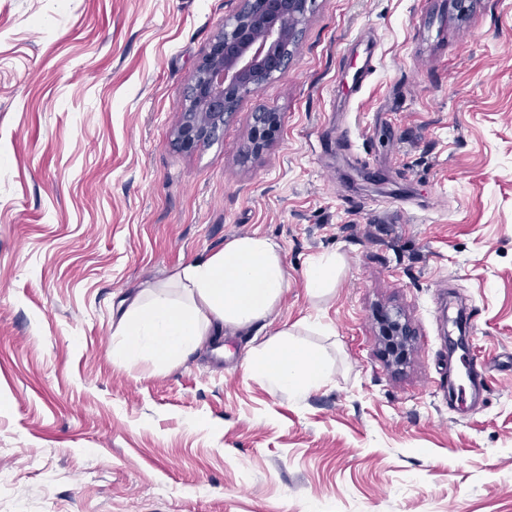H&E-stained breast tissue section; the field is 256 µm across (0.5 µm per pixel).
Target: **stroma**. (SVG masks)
I'll return each instance as SVG.
<instances>
[{
    "mask_svg": "<svg viewBox=\"0 0 512 512\" xmlns=\"http://www.w3.org/2000/svg\"><path fill=\"white\" fill-rule=\"evenodd\" d=\"M239 6L0 0V512H512V0H313L288 67L179 150ZM252 233L289 287L223 363L113 361L121 302ZM283 327L327 371L302 395L245 368ZM455 341L482 403L448 399ZM252 136L250 152L259 154L272 142L281 127L279 113L260 111L252 115ZM336 278V258L326 256L312 259L306 269L307 288L311 296L321 297ZM385 335L392 336L391 342L397 351H404L408 343L411 341V330L407 323L402 322V318L398 314H387L385 316Z\"/></svg>",
    "mask_w": 512,
    "mask_h": 512,
    "instance_id": "stroma-1",
    "label": "stroma"
}]
</instances>
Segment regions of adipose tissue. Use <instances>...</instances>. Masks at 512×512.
I'll use <instances>...</instances> for the list:
<instances>
[{
  "mask_svg": "<svg viewBox=\"0 0 512 512\" xmlns=\"http://www.w3.org/2000/svg\"><path fill=\"white\" fill-rule=\"evenodd\" d=\"M287 287L275 242L259 234L234 237L166 281L143 288L118 322L112 357L166 367L224 328H246L266 319ZM246 368L273 390L295 395L325 379L317 353L295 344L285 329L253 347Z\"/></svg>",
  "mask_w": 512,
  "mask_h": 512,
  "instance_id": "adipose-tissue-1",
  "label": "adipose tissue"
}]
</instances>
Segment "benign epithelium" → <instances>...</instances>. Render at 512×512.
I'll return each instance as SVG.
<instances>
[{"instance_id":"7a95c632","label":"benign epithelium","mask_w":512,"mask_h":512,"mask_svg":"<svg viewBox=\"0 0 512 512\" xmlns=\"http://www.w3.org/2000/svg\"><path fill=\"white\" fill-rule=\"evenodd\" d=\"M309 0H241L224 20L185 87L175 145L184 151L213 139L237 111L240 100L257 93L281 73L299 40ZM250 152L258 154L281 127L277 112L252 115ZM385 335L397 351L411 341V330L398 314L385 316Z\"/></svg>"}]
</instances>
